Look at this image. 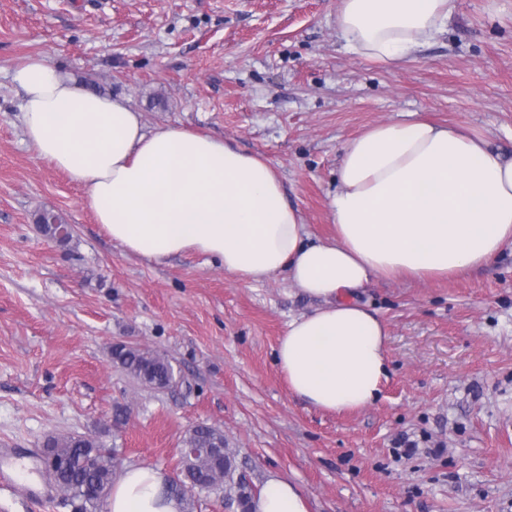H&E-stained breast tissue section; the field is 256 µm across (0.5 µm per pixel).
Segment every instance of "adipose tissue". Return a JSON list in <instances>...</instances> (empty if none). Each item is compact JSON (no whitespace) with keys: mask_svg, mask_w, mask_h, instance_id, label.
<instances>
[{"mask_svg":"<svg viewBox=\"0 0 512 512\" xmlns=\"http://www.w3.org/2000/svg\"><path fill=\"white\" fill-rule=\"evenodd\" d=\"M455 0H340L336 27L361 57L397 67L445 26ZM37 158L84 186L113 242L149 260L195 253L243 282L287 273L315 299L275 353L288 390L320 410L378 398L388 328L360 300L374 278L426 281L481 267L512 244V155L479 134L418 118L349 139L330 200L336 234L312 240L269 160L206 132L146 129L127 99L91 91L30 57L14 76ZM108 512H181L166 477L124 469ZM251 512H310L299 488L268 474Z\"/></svg>","mask_w":512,"mask_h":512,"instance_id":"adipose-tissue-1","label":"adipose tissue"}]
</instances>
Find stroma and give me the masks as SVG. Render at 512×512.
Returning <instances> with one entry per match:
<instances>
[{
    "label": "stroma",
    "mask_w": 512,
    "mask_h": 512,
    "mask_svg": "<svg viewBox=\"0 0 512 512\" xmlns=\"http://www.w3.org/2000/svg\"><path fill=\"white\" fill-rule=\"evenodd\" d=\"M339 0H0V448L27 463L36 506L0 486V512H76L42 465L49 436L86 434L116 470L179 476L183 439L223 430L254 484L294 481L310 512H512V246L446 280H375L361 299L386 322L379 398L350 413L289 393L275 361L314 300L287 275L243 282L185 254L126 253L83 187L25 141L14 71L45 56L141 112L265 156L311 237H332L345 141L416 114L512 154V0H456L444 29L399 67L348 50ZM58 212L66 242L36 215ZM166 356L155 389L113 346ZM415 441L413 453L399 450Z\"/></svg>",
    "instance_id": "stroma-1"
}]
</instances>
